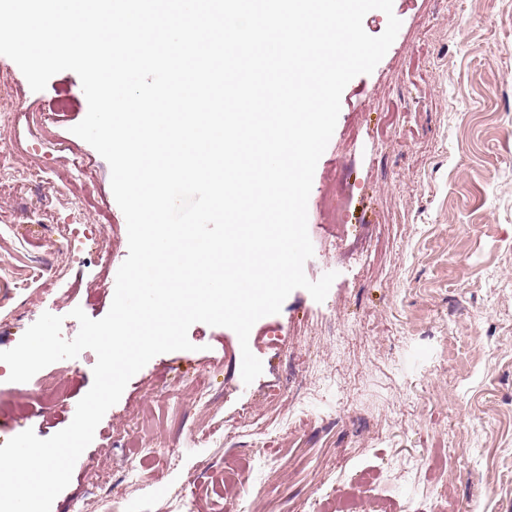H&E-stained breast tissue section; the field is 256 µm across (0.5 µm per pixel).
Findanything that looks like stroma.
Masks as SVG:
<instances>
[{
	"label": "stroma",
	"instance_id": "35a3bbf8",
	"mask_svg": "<svg viewBox=\"0 0 512 512\" xmlns=\"http://www.w3.org/2000/svg\"><path fill=\"white\" fill-rule=\"evenodd\" d=\"M398 35L345 87L308 200L310 280L259 319L244 384L237 335L198 322L189 351L151 359L96 428L51 512L109 489V512H512V0H393ZM88 105L62 71L28 92L0 133V252L49 257L50 280L0 306V351L42 313L73 338L82 308L103 318L128 255L107 161L74 135ZM69 249L50 254L57 228ZM97 356L28 382L0 362V445L66 428ZM208 408L192 404L199 389ZM292 417L289 428H279ZM155 456L138 458L139 439ZM136 464V482L109 483Z\"/></svg>",
	"mask_w": 512,
	"mask_h": 512
}]
</instances>
